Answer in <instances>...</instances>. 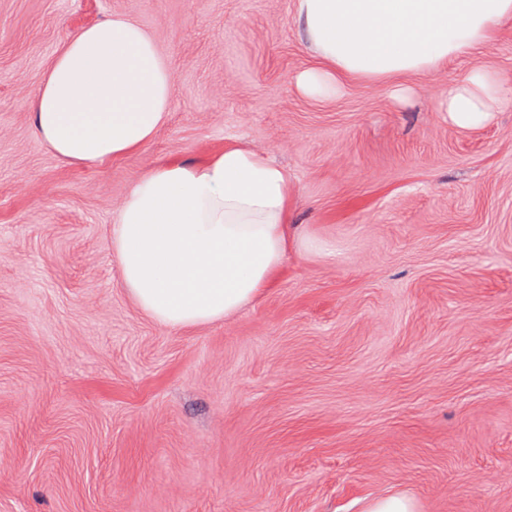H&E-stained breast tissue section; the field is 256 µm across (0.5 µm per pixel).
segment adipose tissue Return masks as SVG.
Wrapping results in <instances>:
<instances>
[{"mask_svg": "<svg viewBox=\"0 0 512 512\" xmlns=\"http://www.w3.org/2000/svg\"><path fill=\"white\" fill-rule=\"evenodd\" d=\"M311 63L306 97L348 82L399 88L487 44L512 21V0H293ZM172 70L154 36L121 15L69 37L34 100L38 137L61 161L98 166L141 151L166 123ZM473 67L449 86L448 121L477 130L511 92ZM285 167L244 141L206 158L151 165L128 189L112 231L122 285L156 323L224 321L275 283L294 236Z\"/></svg>", "mask_w": 512, "mask_h": 512, "instance_id": "obj_1", "label": "adipose tissue"}]
</instances>
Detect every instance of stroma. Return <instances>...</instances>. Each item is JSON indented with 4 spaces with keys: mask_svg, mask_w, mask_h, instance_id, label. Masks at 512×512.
Masks as SVG:
<instances>
[{
    "mask_svg": "<svg viewBox=\"0 0 512 512\" xmlns=\"http://www.w3.org/2000/svg\"><path fill=\"white\" fill-rule=\"evenodd\" d=\"M293 0H0V512H512V99L441 101L476 65L512 84V22L412 79L302 97ZM120 14L174 74L141 151L61 162L30 112L63 42ZM242 140L291 178L277 284L170 329L127 295L112 229L160 159ZM508 92V87L494 69L473 67L461 81L448 87L444 106L449 123L463 130L484 127L496 105ZM366 512H414V506L408 497L393 494L372 499Z\"/></svg>",
    "mask_w": 512,
    "mask_h": 512,
    "instance_id": "obj_1",
    "label": "stroma"
}]
</instances>
